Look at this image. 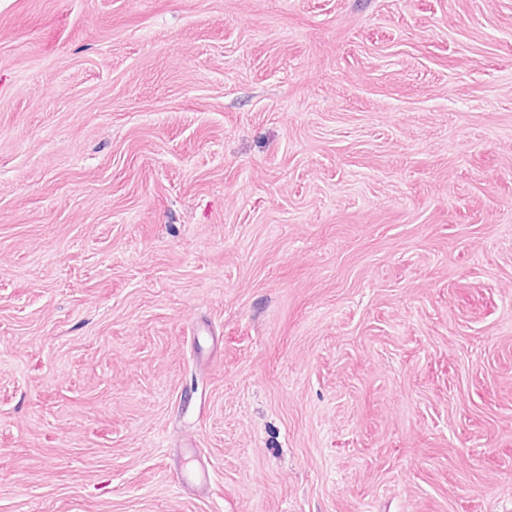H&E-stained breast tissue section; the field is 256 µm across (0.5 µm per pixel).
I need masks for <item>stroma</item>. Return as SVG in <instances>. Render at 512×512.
<instances>
[{"label": "stroma", "instance_id": "35a3bbf8", "mask_svg": "<svg viewBox=\"0 0 512 512\" xmlns=\"http://www.w3.org/2000/svg\"><path fill=\"white\" fill-rule=\"evenodd\" d=\"M0 512H512V0H0Z\"/></svg>", "mask_w": 512, "mask_h": 512}]
</instances>
